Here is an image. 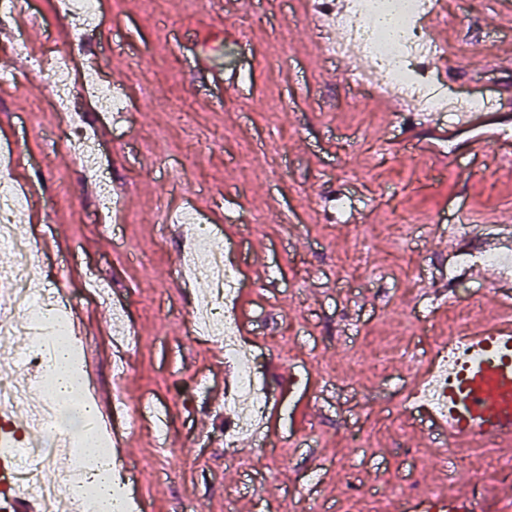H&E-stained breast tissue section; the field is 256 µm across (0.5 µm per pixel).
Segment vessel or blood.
I'll list each match as a JSON object with an SVG mask.
<instances>
[{
	"mask_svg": "<svg viewBox=\"0 0 512 512\" xmlns=\"http://www.w3.org/2000/svg\"><path fill=\"white\" fill-rule=\"evenodd\" d=\"M512 110V88L498 90L482 109L456 100L448 105V122L439 124L434 113L423 115L418 127H408L398 149L414 146L430 154L441 166L457 161L459 147L470 156L490 154L512 160V134L502 128L504 110ZM448 348L456 359L448 366L453 382L442 406L429 419L445 445L467 448L485 441L512 443V324L481 325L461 338H449ZM22 430L32 444H42L45 431L33 416L20 427L0 428V439L9 440ZM15 465L10 449L0 450V512H44L38 497L20 490L15 483ZM471 493L451 489L427 499H413L402 512H476Z\"/></svg>",
	"mask_w": 512,
	"mask_h": 512,
	"instance_id": "obj_1",
	"label": "vessel or blood"
}]
</instances>
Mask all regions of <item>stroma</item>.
Here are the masks:
<instances>
[{
	"mask_svg": "<svg viewBox=\"0 0 512 512\" xmlns=\"http://www.w3.org/2000/svg\"><path fill=\"white\" fill-rule=\"evenodd\" d=\"M321 0H102V23L76 51L120 90L116 122L76 100L92 128L108 125L102 160L121 223L102 218L91 184L53 133L66 121L41 97L45 74L15 67L0 39V143L12 146L22 191L41 212L20 231L40 249L37 284L83 318L98 358L97 385L119 398L113 423L126 431L132 492L147 512H227L257 497L259 512H398L394 485L415 464L421 484L512 488L489 449L434 445L402 430L390 408L395 382L423 379L425 357L453 333L512 320V282L461 272L448 279L451 248L512 238V166L460 156L452 169L387 149L405 137L403 116L351 79L347 61L325 54L315 18ZM432 20L447 55L434 76L449 91L491 96L512 84L496 66L512 52V13L502 0H434ZM41 25L38 53L67 47L53 0H26ZM210 54L213 65L197 64ZM171 99L186 111L167 108ZM349 202L339 210L337 199ZM196 205L231 243L246 286L238 310L266 350L275 403L267 435L241 443L245 467L227 462L224 413L210 390L224 381V354L191 335L187 317L203 284L174 287L183 242L160 223L163 210ZM468 233L450 228L465 212ZM416 222L401 241L395 220ZM64 256L47 249V239ZM68 260L69 272L60 271ZM109 288L98 300L92 282ZM132 334L110 333L113 303ZM384 360L386 379L372 367ZM315 489L300 494L298 477Z\"/></svg>",
	"mask_w": 512,
	"mask_h": 512,
	"instance_id": "35a3bbf8",
	"label": "stroma"
}]
</instances>
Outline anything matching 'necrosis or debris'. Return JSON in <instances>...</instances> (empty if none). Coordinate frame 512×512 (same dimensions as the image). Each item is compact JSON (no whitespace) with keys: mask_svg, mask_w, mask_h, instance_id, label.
I'll list each match as a JSON object with an SVG mask.
<instances>
[{"mask_svg":"<svg viewBox=\"0 0 512 512\" xmlns=\"http://www.w3.org/2000/svg\"><path fill=\"white\" fill-rule=\"evenodd\" d=\"M433 0H343L341 7L321 11L318 25L323 31L335 32L326 50L330 57H344L348 47H358L363 58L382 73L386 91L418 102L422 111H443L449 91L439 85L432 73L437 49L424 35L420 16L432 10ZM58 15L68 26L74 40L86 42L94 35L102 20L100 0H58ZM74 56L61 51L51 61L32 59V66L51 77L50 94L57 111L68 113V126L61 132L64 147L80 161L97 189L100 212L109 213L119 204L105 168L99 145L88 129L83 113L73 110L74 96L92 99L103 114L123 112L127 103L111 84L92 77L74 81ZM12 152L0 154V250L10 253L11 265L0 269V282L10 290L14 305L26 314L23 323L0 320L1 336H31L43 326L42 316L60 312L56 297L36 291L37 274L33 241L17 230L26 202L10 178ZM185 232V250L180 272L184 279L205 280L212 291L193 309L189 319L191 334L210 337L224 352V363L235 377V386L224 396V446L227 451L238 448L242 436L259 431L268 415L271 395L269 385L258 365L253 344L244 336L236 310V299L243 286L230 250L219 243L211 224L199 212H192ZM37 451L18 448L16 482L28 493L56 502L67 498L79 508L88 501L79 492L86 481V461L71 464L55 479H47L35 462Z\"/></svg>","mask_w":512,"mask_h":512,"instance_id":"4bbe7bcc","label":"necrosis or debris"}]
</instances>
